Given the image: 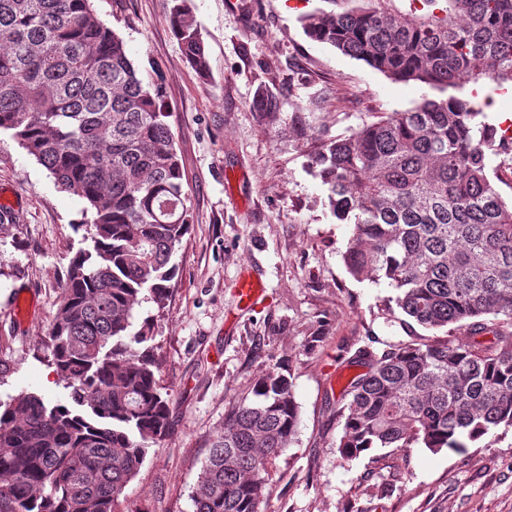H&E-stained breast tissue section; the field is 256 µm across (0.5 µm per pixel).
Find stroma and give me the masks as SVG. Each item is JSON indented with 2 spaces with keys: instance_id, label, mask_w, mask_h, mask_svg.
<instances>
[{
  "instance_id": "obj_1",
  "label": "stroma",
  "mask_w": 512,
  "mask_h": 512,
  "mask_svg": "<svg viewBox=\"0 0 512 512\" xmlns=\"http://www.w3.org/2000/svg\"><path fill=\"white\" fill-rule=\"evenodd\" d=\"M139 68L157 63L184 171L191 226L173 257L165 309L152 318L170 431L152 445L117 512H193L191 492L232 406L262 371L289 368L298 431L269 469L262 512H512V430L491 432L463 455L378 448L347 462L336 443L341 395L359 349L400 341L493 345L470 325L408 324L387 283L352 276L343 255L352 227L336 223L308 168L311 137L351 134L418 104L426 87L394 81L330 45L308 39L303 14L343 12L352 0H193L210 74L186 62L168 22L169 0H92ZM284 103L269 120L259 91ZM0 401L23 391L69 403L42 341L73 258L88 248L84 202L0 132ZM263 294L241 309L243 273Z\"/></svg>"
}]
</instances>
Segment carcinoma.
Here are the masks:
<instances>
[{
  "label": "carcinoma",
  "mask_w": 512,
  "mask_h": 512,
  "mask_svg": "<svg viewBox=\"0 0 512 512\" xmlns=\"http://www.w3.org/2000/svg\"><path fill=\"white\" fill-rule=\"evenodd\" d=\"M169 20L196 73L208 51L191 0ZM304 34L399 82L439 93L357 131L313 137L309 169L331 216L352 225L343 255L358 279L387 282L426 329L492 315L512 324V204L488 173L496 130L462 94L466 80L512 82V0H445L438 12L314 11ZM453 93H448V90ZM259 92L253 108L278 114ZM158 67L141 70L91 0H0V130L79 197L92 246L71 261L42 344L74 406L22 391L0 404V512H116L169 425L154 327L172 258L190 228L184 174ZM368 371L343 392L337 452L463 454L512 428V336L493 346L394 344L358 351ZM253 398L224 416L193 488L194 512H261L268 468L292 442L300 406L289 370L263 371Z\"/></svg>",
  "instance_id": "cac0c4a2"
}]
</instances>
